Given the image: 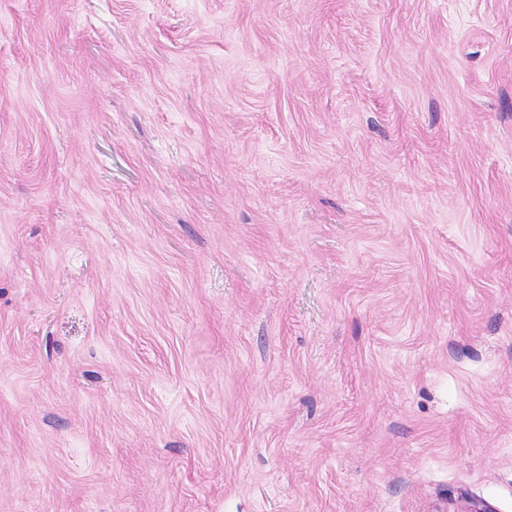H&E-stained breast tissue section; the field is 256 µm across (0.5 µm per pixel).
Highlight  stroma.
Instances as JSON below:
<instances>
[{
  "label": "stroma",
  "instance_id": "obj_1",
  "mask_svg": "<svg viewBox=\"0 0 512 512\" xmlns=\"http://www.w3.org/2000/svg\"><path fill=\"white\" fill-rule=\"evenodd\" d=\"M512 512V0H0V512Z\"/></svg>",
  "mask_w": 512,
  "mask_h": 512
}]
</instances>
